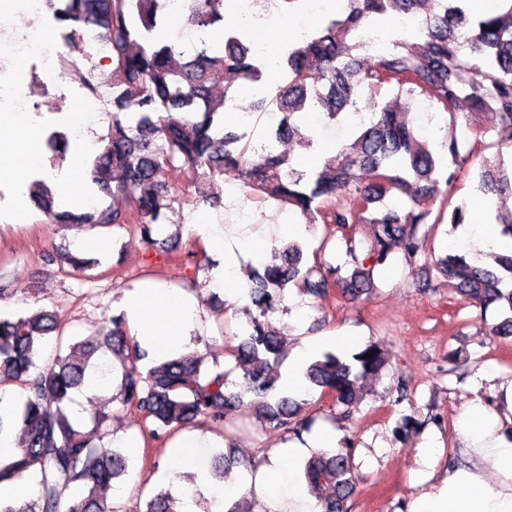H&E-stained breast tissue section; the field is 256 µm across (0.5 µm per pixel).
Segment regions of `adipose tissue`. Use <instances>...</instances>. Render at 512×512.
I'll list each match as a JSON object with an SVG mask.
<instances>
[{
    "mask_svg": "<svg viewBox=\"0 0 512 512\" xmlns=\"http://www.w3.org/2000/svg\"><path fill=\"white\" fill-rule=\"evenodd\" d=\"M224 220L198 219L191 229L201 241L212 265L207 287L228 303L248 297L251 267L270 263L284 237L308 235L298 215L281 212L278 223L264 224L259 214L243 206L237 185L224 187ZM460 246L470 256L512 250V238L500 236L492 214L480 209L460 229ZM130 335L151 348L156 358L193 351L191 342L200 320L199 301L188 286L145 282L124 292L117 303ZM335 335L309 338L296 346L282 371L279 386L291 394L303 387L309 357ZM507 415L488 409L481 401L468 403L458 414L455 430L467 462L449 466L432 491L414 498L407 512H512V440L504 433L512 426V383L505 389Z\"/></svg>",
    "mask_w": 512,
    "mask_h": 512,
    "instance_id": "1",
    "label": "adipose tissue"
}]
</instances>
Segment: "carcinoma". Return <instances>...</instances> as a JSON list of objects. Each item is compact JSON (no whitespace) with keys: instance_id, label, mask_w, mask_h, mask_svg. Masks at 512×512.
I'll return each mask as SVG.
<instances>
[{"instance_id":"cac0c4a2","label":"carcinoma","mask_w":512,"mask_h":512,"mask_svg":"<svg viewBox=\"0 0 512 512\" xmlns=\"http://www.w3.org/2000/svg\"><path fill=\"white\" fill-rule=\"evenodd\" d=\"M342 14L288 46L280 67L284 79L271 95L281 111L272 125L264 153L252 164L255 195L292 208L309 224H322L324 242L341 236L345 258L336 265L317 255L307 259L297 241L279 253L280 263L254 277L249 297L259 310L238 344L227 349L232 367L219 355L193 352L173 356L139 370L145 350L124 327V319L70 347L44 366L38 364L43 344L62 339L55 313L37 309L27 316L0 318V382L26 392L19 407L0 411L5 422L22 424L19 454L0 457V484L29 480L35 498L23 508L0 498V512H117L100 491L127 471V457L90 433L69 409L72 392L97 377L101 384L119 380V395L109 396L93 417L102 429L112 418V403L152 424L150 441L169 439L185 425L201 419L224 428L249 418L264 429H286L299 403L280 393V375L271 370L284 360V338L266 320L285 308L288 288L322 298L333 289L355 302L375 286L374 273L391 261L400 244L413 265L436 226L458 228L467 222L468 206L454 199L457 182L470 173L473 156L485 148L495 129L512 130V0H497L491 12L474 16L468 0H344ZM188 20L195 28L190 46L161 42L154 31L167 24V0H58L53 20L76 40L89 27L108 34L112 64L111 132L98 140L89 176L110 199L85 212L55 208L54 191L44 180L30 186V199L53 224L135 225L142 242L154 247L158 226L173 203L188 190L169 183L167 173L180 168L190 177L195 201L221 205V195L202 190L236 172L245 162L251 140L245 131H226L218 118L235 98L238 84L258 82L262 72L251 43L229 32L224 42L210 39L224 20V0H190ZM424 16L421 33L405 43L392 40L387 50L373 52L367 65L357 53L370 50L358 34L375 24L403 16ZM319 66L320 85L310 84ZM421 100L431 118L452 134L438 151L409 120L410 106ZM483 120L458 127L462 103ZM318 112L327 123L350 124L353 141L341 147L314 177L274 151V143L296 142L309 149L313 138L303 132V118ZM126 114L130 119L123 120ZM474 190L489 200L512 198V157L497 153L483 159ZM500 234L512 237V210L495 208ZM368 224L372 234L362 248L356 226ZM474 260L451 251L436 263L441 277L456 287L460 301L485 309L496 305L500 321L493 333L512 337V254H486ZM64 274H84L96 261L68 248L44 256ZM386 357L376 344L350 354L326 352L312 360L304 379L312 391L330 395L344 415L365 393L361 379L376 375ZM242 373V391L229 388L230 375ZM312 489L328 491L323 512H348L356 488L351 455L318 451L303 467ZM78 492L65 499L72 487ZM170 490L159 491L145 512H176Z\"/></svg>"}]
</instances>
